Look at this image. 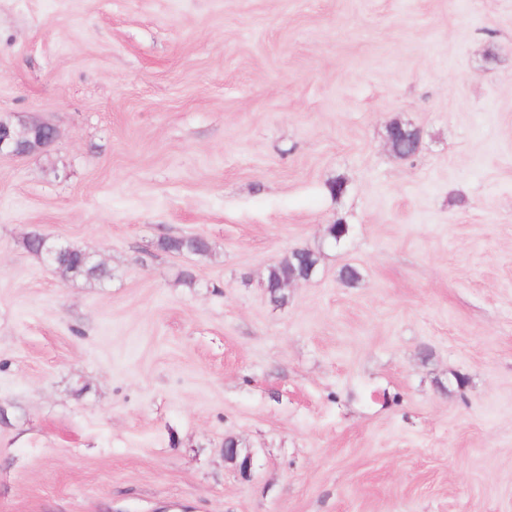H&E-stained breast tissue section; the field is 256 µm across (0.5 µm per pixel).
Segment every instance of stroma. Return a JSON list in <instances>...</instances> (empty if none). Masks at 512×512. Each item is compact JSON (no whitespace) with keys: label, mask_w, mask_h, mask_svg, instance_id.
<instances>
[{"label":"stroma","mask_w":512,"mask_h":512,"mask_svg":"<svg viewBox=\"0 0 512 512\" xmlns=\"http://www.w3.org/2000/svg\"><path fill=\"white\" fill-rule=\"evenodd\" d=\"M0 120V512H512V0H0ZM26 130L11 132L10 125L0 121V157L29 156L51 146L57 139V130L51 124L29 121ZM157 246L164 252L174 254L207 255L210 251L208 241L201 236L167 237L160 240ZM68 246L55 245L48 251L47 258L54 263L58 256L68 250ZM59 262L63 266V272L68 280L77 281L83 279L86 281L103 282L112 277L111 269L104 263L97 264L89 260L85 249L70 246V251L64 253ZM318 256L314 250L300 248L291 251L283 259L272 263L266 272L264 286L266 293L275 305L282 306L288 301L286 287L295 278L308 277L312 268V275L316 273Z\"/></svg>","instance_id":"35a3bbf8"}]
</instances>
